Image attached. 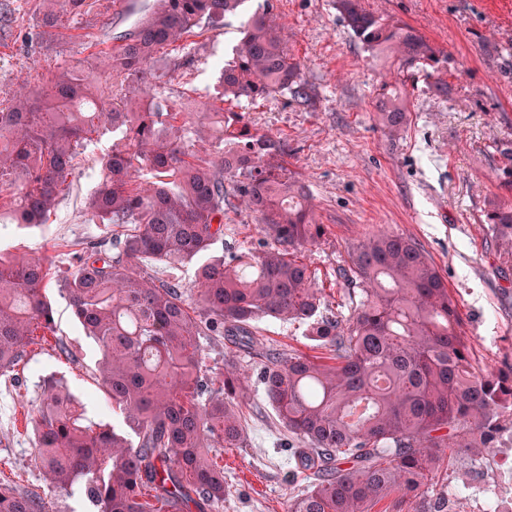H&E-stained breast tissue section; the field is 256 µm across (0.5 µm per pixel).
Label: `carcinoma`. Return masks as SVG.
Returning a JSON list of instances; mask_svg holds the SVG:
<instances>
[{
	"instance_id": "1",
	"label": "carcinoma",
	"mask_w": 512,
	"mask_h": 512,
	"mask_svg": "<svg viewBox=\"0 0 512 512\" xmlns=\"http://www.w3.org/2000/svg\"><path fill=\"white\" fill-rule=\"evenodd\" d=\"M97 0H42L30 42L46 60L63 54L54 30L93 20ZM243 0H157L102 52V71L65 60L26 75L0 99V229L49 222L69 189L80 149L112 133L101 175L80 215L125 232L75 252L68 298L101 357V385L138 438L88 419L59 381L48 379L33 409L37 466L48 488L79 493L97 512H197L224 503V470L209 453L243 441L246 383L235 360L223 378L202 362L200 336L251 348V321L310 323L326 360L270 355L265 398L288 434L304 443L292 472L308 484L288 512H375L385 498H414L412 512H444L434 496L445 449L475 456L512 429V364L477 368L461 336L457 304L427 252L379 231L349 252L344 278L360 289L348 318L320 314L321 289L307 253L325 234L311 189L279 160L288 146L253 132L232 105L272 93L310 100L301 64L272 19V0L247 20L234 57L220 69L218 107L196 100L172 112L144 99L180 64L168 49L193 27L217 24ZM351 36L398 74L425 72L448 90L439 47L408 25L337 0ZM375 112L394 137L411 121L408 93L384 82ZM502 185L512 187V141L501 142ZM231 186L224 187V182ZM242 205L269 239L228 255L224 215ZM483 222L512 263V200L487 202ZM200 262L191 298L181 281L149 270ZM47 256L0 248V370L16 366L38 332L53 331ZM351 463L341 467V461ZM0 512H45L43 499L0 486Z\"/></svg>"
}]
</instances>
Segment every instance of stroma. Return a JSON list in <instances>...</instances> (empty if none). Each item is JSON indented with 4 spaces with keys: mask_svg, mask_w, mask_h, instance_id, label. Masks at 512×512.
Listing matches in <instances>:
<instances>
[{
    "mask_svg": "<svg viewBox=\"0 0 512 512\" xmlns=\"http://www.w3.org/2000/svg\"><path fill=\"white\" fill-rule=\"evenodd\" d=\"M13 29L0 32V98L10 95L19 74L41 70L43 56L22 43L42 0H6ZM263 0H244L238 12L217 25L193 29L174 57L184 64L164 77L157 95L173 110L208 93L218 95L216 60H230L242 24ZM276 22L291 56L300 61L313 99L300 105L275 93L241 101L251 128L286 140L288 167L302 175L315 198L326 234L309 257L332 313L349 317L352 298L341 272L348 250L368 232L385 228L410 237L430 255L458 304L461 332L480 366L512 364V270L502 261L483 222L489 198L499 191L501 165L494 146L512 141V0H362L369 12L392 18L435 42L444 51L448 92H433L424 77L410 85L411 122L397 138L377 123L374 101L385 69L383 60L351 37L336 0H273ZM64 59L94 67L110 41L100 26L72 24L56 36ZM111 136L84 148L72 188L47 224L12 226L0 233L11 252L51 258L49 290L54 331L30 345L24 361L0 373V484L44 498L48 512H93L79 495L51 492L34 461L33 407L47 378L60 380L85 407L87 418L124 428L121 414L100 385V351L86 336L69 304L65 282L72 255L92 239L118 233L112 224H84L83 201L99 181L97 158ZM263 236L255 217L242 209L224 219V240L215 254L238 246L255 247ZM256 344L235 350L221 336L199 344L213 373L235 353L249 389L242 409L241 447L213 456L224 469L227 493L216 512H288L302 488L291 479L288 433L264 399L259 368L269 351L285 356H328L329 350L303 323L270 318L252 324ZM437 491L468 489L450 499L445 512H479L485 488L512 495V433H504L489 454H462L441 462Z\"/></svg>",
    "mask_w": 512,
    "mask_h": 512,
    "instance_id": "1",
    "label": "stroma"
}]
</instances>
